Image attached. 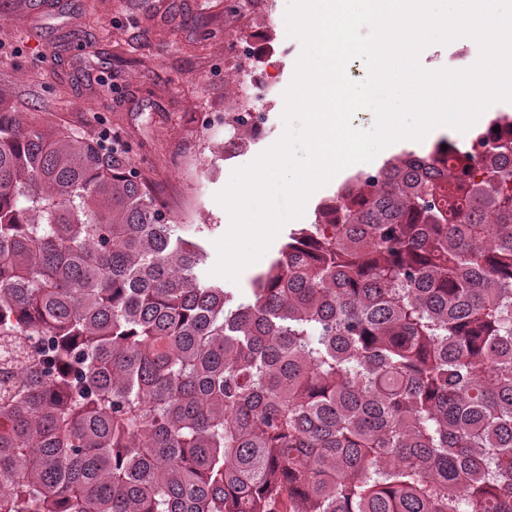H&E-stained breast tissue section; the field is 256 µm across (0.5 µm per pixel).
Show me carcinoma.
Instances as JSON below:
<instances>
[{
  "label": "carcinoma",
  "instance_id": "obj_1",
  "mask_svg": "<svg viewBox=\"0 0 512 512\" xmlns=\"http://www.w3.org/2000/svg\"><path fill=\"white\" fill-rule=\"evenodd\" d=\"M509 152L355 173L243 298L0 92V512H512Z\"/></svg>",
  "mask_w": 512,
  "mask_h": 512
}]
</instances>
